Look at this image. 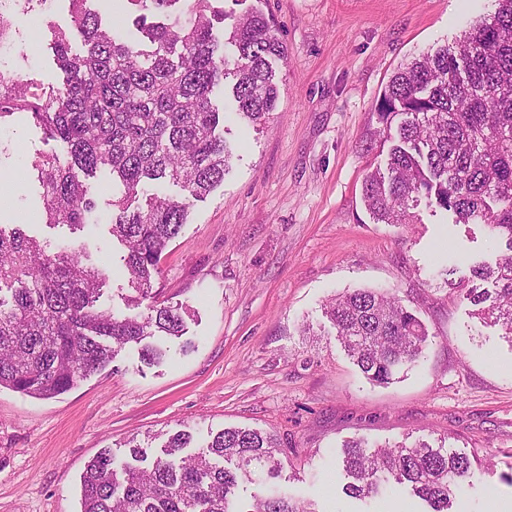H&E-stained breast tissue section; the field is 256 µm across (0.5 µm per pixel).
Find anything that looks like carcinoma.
Masks as SVG:
<instances>
[{
  "instance_id": "cac0c4a2",
  "label": "carcinoma",
  "mask_w": 512,
  "mask_h": 512,
  "mask_svg": "<svg viewBox=\"0 0 512 512\" xmlns=\"http://www.w3.org/2000/svg\"><path fill=\"white\" fill-rule=\"evenodd\" d=\"M142 11L148 44L123 40L103 28L88 0H70L82 51L71 36L54 43L65 73L62 85L38 100L25 82L0 77V118L26 110L67 156L36 164L47 222L81 226L95 206L88 178L112 173L130 194L150 182L180 187L178 199L155 194L129 211L122 201L112 237L124 256L135 292L148 302L145 315H117L98 306L105 271L83 262L71 247L50 252L19 228L0 230V388L51 399L106 369L126 345H141L142 360L160 362L156 336L179 338L183 306L157 298L154 283L168 245L186 223L190 202L224 181L229 151L217 133L216 90L231 83L238 115L257 123L276 108L278 88L271 59L284 46L270 19L254 11L216 39L214 21L225 20L214 0H129ZM183 13L185 24L165 19ZM233 53L226 54V46ZM383 129L397 124L398 143L385 170L367 176L365 202L383 224H412L418 202L481 224L506 240V253L473 269L490 288H469L485 324L512 339V0L464 31L455 45L426 52L401 66L375 109ZM347 355L371 382L385 385L416 362L428 334L401 301L380 292H346L324 304ZM192 436L180 430L160 445L148 465L147 448L131 446L132 461L114 466L109 449L86 467L81 512H234L242 480L279 477L280 442L259 429L228 427L205 447L186 453ZM345 491L357 499L379 495L389 481L408 484L431 512H450L458 488L477 478L479 452L456 453L423 440L370 448L352 440L342 450ZM247 512H312L281 488L255 496Z\"/></svg>"
}]
</instances>
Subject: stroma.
Listing matches in <instances>:
<instances>
[{"mask_svg":"<svg viewBox=\"0 0 512 512\" xmlns=\"http://www.w3.org/2000/svg\"><path fill=\"white\" fill-rule=\"evenodd\" d=\"M239 17L263 11L287 49L272 61L277 108L258 127L224 123L232 150L222 183L190 207L161 260L155 286L190 313L183 338L145 365L137 346L53 399L0 390V512H80L81 475L103 449L116 463L131 439L180 429L205 446L210 432L246 426L277 435L281 482L312 512H424L403 489L347 497L336 455L424 439L490 468L464 487L465 512L512 501V339L472 315V269L505 244L482 225L419 207L412 224H380L362 187L386 155L368 133L393 72L453 42L494 12L495 0H222ZM10 24L0 75H22L42 97L62 84L54 51L70 31L69 0H0ZM28 112L0 118V229L22 227L51 250L72 245L106 268L100 302L130 313L125 247L110 233L113 200L144 207L107 173L92 179L95 209L71 229L48 224L36 163L65 156ZM394 294L429 332L422 358L393 383H370L346 355L322 307L336 294Z\"/></svg>","mask_w":512,"mask_h":512,"instance_id":"stroma-1","label":"stroma"}]
</instances>
